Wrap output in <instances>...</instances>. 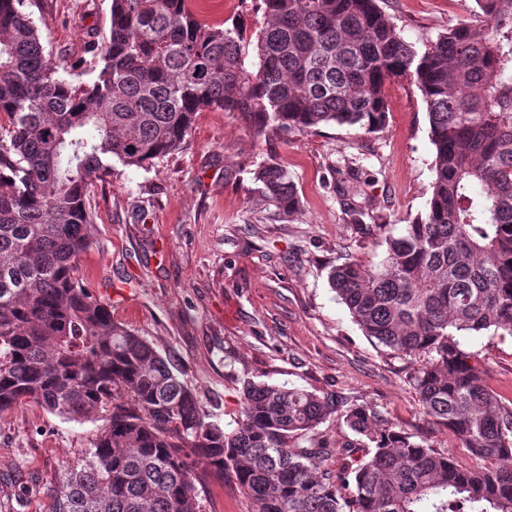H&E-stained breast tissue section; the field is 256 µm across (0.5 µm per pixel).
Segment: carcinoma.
Segmentation results:
<instances>
[{
	"instance_id": "carcinoma-1",
	"label": "carcinoma",
	"mask_w": 512,
	"mask_h": 512,
	"mask_svg": "<svg viewBox=\"0 0 512 512\" xmlns=\"http://www.w3.org/2000/svg\"><path fill=\"white\" fill-rule=\"evenodd\" d=\"M240 2L264 16L255 69L237 18L208 24L187 0H111L104 46L86 47L100 66L76 87L21 0H0V412L32 402L73 419L109 413L86 463L64 469L53 512H199L202 470L234 477L254 512H512V403L462 341L512 336V0H475L474 20L423 50L377 0ZM395 79L426 104L431 197L386 238L378 266L344 261L328 281L366 336L422 359L410 375L421 405L476 467L371 405L251 379L228 431L75 275L88 187L113 163L147 168L175 153L208 109L284 139L329 124L373 133ZM356 180L350 167L337 188L361 224ZM254 181L265 201L296 211L280 164L259 166ZM334 418L353 437L320 436ZM335 456L351 463L333 474Z\"/></svg>"
}]
</instances>
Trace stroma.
<instances>
[{"instance_id":"35a3bbf8","label":"stroma","mask_w":512,"mask_h":512,"mask_svg":"<svg viewBox=\"0 0 512 512\" xmlns=\"http://www.w3.org/2000/svg\"><path fill=\"white\" fill-rule=\"evenodd\" d=\"M416 47L471 20L475 0H378ZM111 0H24L62 75L87 84L98 67L86 36L104 42ZM385 127L323 125L288 139L255 135L236 115L197 114L183 148L142 169L115 165L86 195L92 220L77 276L112 306L114 321L151 340L198 391L205 412L228 425L241 414L244 379L287 383L367 404L433 448L474 458L427 416L408 382L413 361L371 341L339 304L331 266L385 256L426 209L435 149L426 104L404 80L387 83ZM276 161L299 198L286 215L260 199L253 173ZM358 169L371 216L351 223L336 191ZM487 383L512 400V337L469 336ZM105 414L73 420L31 402L0 412V512H52L66 467L81 466ZM200 512H253L233 477L204 476Z\"/></svg>"}]
</instances>
